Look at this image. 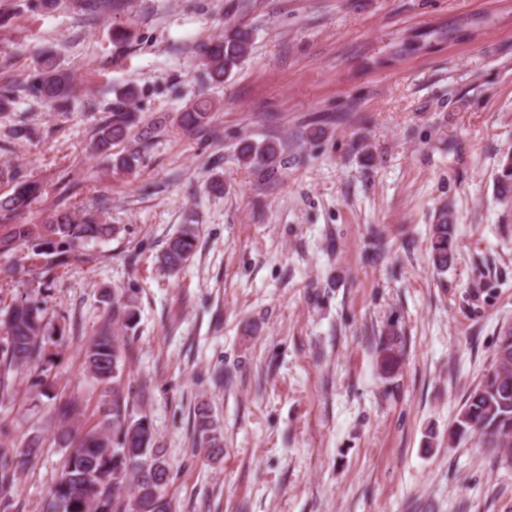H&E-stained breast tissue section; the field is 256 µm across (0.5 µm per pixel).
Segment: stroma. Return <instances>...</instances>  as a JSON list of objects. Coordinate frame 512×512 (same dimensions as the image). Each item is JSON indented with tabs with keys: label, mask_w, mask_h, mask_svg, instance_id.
I'll return each mask as SVG.
<instances>
[{
	"label": "stroma",
	"mask_w": 512,
	"mask_h": 512,
	"mask_svg": "<svg viewBox=\"0 0 512 512\" xmlns=\"http://www.w3.org/2000/svg\"><path fill=\"white\" fill-rule=\"evenodd\" d=\"M0 12L9 80L48 49L79 101L61 113L21 96L0 112V135L22 119L36 131L0 150L42 186L23 223L102 195L115 228L48 288L0 255L14 269L0 304L25 294L47 308V372L20 370L0 405L1 428L45 440L18 478L19 512H46L69 455L39 379L82 400L83 424L100 419L84 350L116 293L137 308L121 381L151 384L134 410L167 450L173 512H512V466L449 436L512 325V202L497 184L512 152V0H128L96 19L0 0ZM236 25L253 33L250 56L201 82L196 46ZM128 85L148 115L208 100L206 130L172 121L144 167L113 173L91 139ZM271 137L283 164L263 180L238 152ZM445 203L456 248L441 272L430 237ZM192 220L195 256L168 273L156 257ZM383 338L402 352L389 374ZM202 405L223 428L216 456L193 444Z\"/></svg>",
	"instance_id": "1"
}]
</instances>
